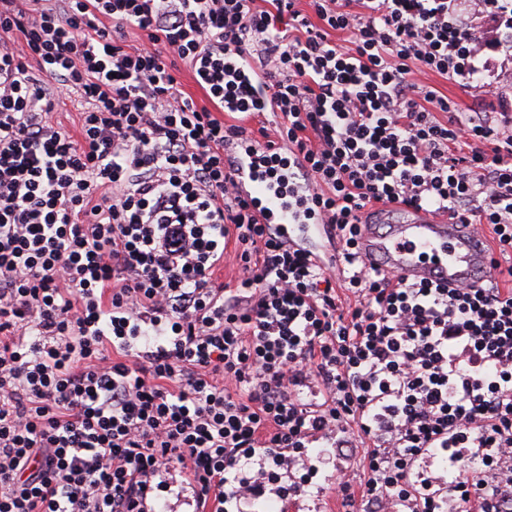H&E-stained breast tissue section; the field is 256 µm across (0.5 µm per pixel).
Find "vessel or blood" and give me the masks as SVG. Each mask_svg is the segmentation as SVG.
<instances>
[{
	"label": "vessel or blood",
	"mask_w": 512,
	"mask_h": 512,
	"mask_svg": "<svg viewBox=\"0 0 512 512\" xmlns=\"http://www.w3.org/2000/svg\"><path fill=\"white\" fill-rule=\"evenodd\" d=\"M227 152L237 160L235 176L242 195L263 223L277 225L283 238L297 246L323 235V226L307 217L305 206L284 203L271 186L257 144L240 138ZM379 216L378 222L361 227L359 252L367 262L414 283L466 288L488 279L493 253L473 225L407 208H386Z\"/></svg>",
	"instance_id": "1"
}]
</instances>
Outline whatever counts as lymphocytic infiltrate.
Masks as SVG:
<instances>
[{
	"label": "lymphocytic infiltrate",
	"instance_id": "1",
	"mask_svg": "<svg viewBox=\"0 0 512 512\" xmlns=\"http://www.w3.org/2000/svg\"><path fill=\"white\" fill-rule=\"evenodd\" d=\"M460 4L0 0V512H141L173 470L225 512L321 444L360 452L339 512H512L511 473L486 491L512 459V264L452 289L358 251L400 203L512 257V113L414 77L499 101ZM230 56L338 264L237 193L224 145L248 129L223 112L258 106ZM64 97L78 134L52 119ZM417 77L423 84L432 86L442 94L447 95L449 99L458 105L460 112H484V107L477 100L473 92H466L451 81L432 74L418 73Z\"/></svg>",
	"mask_w": 512,
	"mask_h": 512
}]
</instances>
